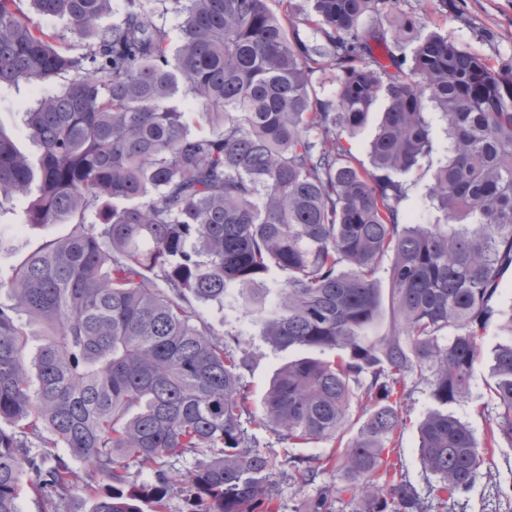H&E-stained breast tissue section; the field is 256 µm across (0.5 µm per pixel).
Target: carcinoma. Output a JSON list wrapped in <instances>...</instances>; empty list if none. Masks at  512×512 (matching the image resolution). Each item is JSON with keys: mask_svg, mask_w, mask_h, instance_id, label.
Listing matches in <instances>:
<instances>
[{"mask_svg": "<svg viewBox=\"0 0 512 512\" xmlns=\"http://www.w3.org/2000/svg\"><path fill=\"white\" fill-rule=\"evenodd\" d=\"M270 2L125 0L104 25L111 0H32V15L0 0V85L64 80L27 112L36 157L0 130V202L24 200L29 225H72L0 281V512H19L26 483L61 512L81 485L91 512H167L165 460L187 454L203 512H279L259 425L293 448L336 442L352 512H431L490 468L496 438L512 446V314L496 307L512 269V68L414 20L386 30L398 0H312L303 15ZM171 9L178 46L160 22ZM317 74L336 80L332 98ZM380 101L365 164L344 135ZM429 105L448 147L428 185L436 221L415 224L406 176L436 152ZM202 120L211 132L194 131ZM273 268L285 283L271 302ZM196 302L250 310L276 349L331 356L286 363L258 418L255 357L199 323ZM24 316L44 328L30 362ZM496 317L480 441L439 407L468 397ZM415 379L438 405L417 427L424 495L391 459ZM293 463L305 484L335 457ZM151 468L155 483L131 484Z\"/></svg>", "mask_w": 512, "mask_h": 512, "instance_id": "carcinoma-1", "label": "carcinoma"}]
</instances>
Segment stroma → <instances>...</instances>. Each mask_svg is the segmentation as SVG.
Segmentation results:
<instances>
[{
	"label": "stroma",
	"mask_w": 512,
	"mask_h": 512,
	"mask_svg": "<svg viewBox=\"0 0 512 512\" xmlns=\"http://www.w3.org/2000/svg\"><path fill=\"white\" fill-rule=\"evenodd\" d=\"M405 15L426 17L427 31L448 33L456 43L486 58L494 66L512 65V0H450L444 14L436 10L433 0H398L390 19L396 22ZM38 93V88L26 83L0 87V126L27 153L33 152L34 147L27 136L26 111ZM21 211L22 204L17 200L0 206V236L8 241L7 249L0 251V280L10 279L31 253L48 241L65 237L70 231L66 224L44 227L23 224ZM199 313L202 323L217 334L233 330L241 332L246 348L256 358L253 371L247 375L249 406L252 411H260L262 397L272 377L288 360L296 358V351L282 352L272 348L248 317L225 322L223 312L213 305L200 306ZM501 340L498 323H491L482 338V357L474 369L470 399L448 407L450 413L467 423L479 437L486 429L483 412L493 406L488 390L490 367L494 350ZM409 405L406 424L396 437L395 455L408 479L422 488L426 485V474L419 463L417 424L434 406L425 384H414ZM253 435L256 451L268 457L275 466L281 512H308L311 502L324 489L340 485L339 472L335 469L318 472L313 482L303 486L291 476L292 459L334 454L332 442L316 440L304 447L292 448L286 440L265 428H254ZM432 512H512V446L505 444L496 449L490 473L479 474L473 486L456 496L453 502L434 504Z\"/></svg>",
	"instance_id": "35a3bbf8"
}]
</instances>
